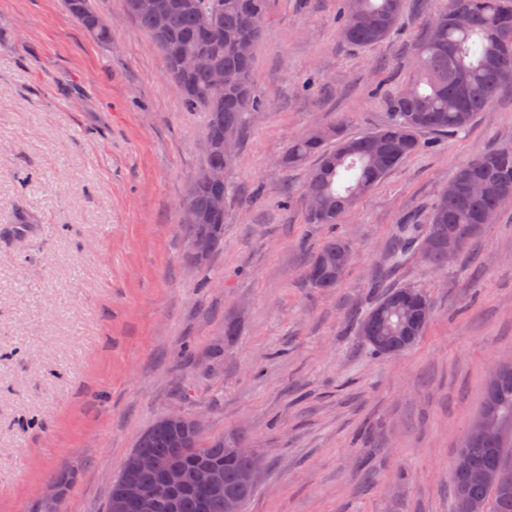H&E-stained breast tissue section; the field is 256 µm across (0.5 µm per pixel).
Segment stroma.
Listing matches in <instances>:
<instances>
[{"mask_svg":"<svg viewBox=\"0 0 512 512\" xmlns=\"http://www.w3.org/2000/svg\"><path fill=\"white\" fill-rule=\"evenodd\" d=\"M440 5L406 0L396 32L358 48L339 0H268L266 107L239 139L224 248L193 268L180 204L203 118L124 0H96L108 47L63 0H0V512H42L51 484L55 512H105L137 436L172 409L261 458L246 512H453L454 452L512 359V204L442 269L415 255L377 276L397 225L425 218L458 166L512 146V85L467 131L421 134L333 227L303 221L313 160L281 161L310 130L385 125ZM332 233L354 259L322 291L303 267ZM403 285L432 319L412 349L373 355L358 321Z\"/></svg>","mask_w":512,"mask_h":512,"instance_id":"35a3bbf8","label":"stroma"}]
</instances>
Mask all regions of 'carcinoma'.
Instances as JSON below:
<instances>
[{"instance_id":"obj_1","label":"carcinoma","mask_w":512,"mask_h":512,"mask_svg":"<svg viewBox=\"0 0 512 512\" xmlns=\"http://www.w3.org/2000/svg\"><path fill=\"white\" fill-rule=\"evenodd\" d=\"M149 2L125 0V7L160 52L164 72L179 87L184 108L202 113V161L231 173L237 155L226 158L218 147L224 130L241 134L248 115L264 108L257 93L254 56L239 55L236 44L242 39L254 44L261 38V18L266 14L267 2L170 0V28L163 38L155 31ZM342 4L340 33L346 42L356 46H371L389 37L405 9V0H342ZM64 5L94 41L104 46L112 41V30L98 13L95 0H64ZM455 7L470 11L467 26L454 23L450 11ZM182 51H193L201 57L199 66L189 73L178 69L177 55ZM414 55L416 68L406 89L389 102L390 122L358 137H346L334 125L317 136L304 135L288 146V153L282 157L284 164L295 165L311 157L316 160L304 197L317 199L320 209L317 213L305 210V223H340L390 170L419 151L420 133L462 132L488 108L499 88L512 82V0H443L430 22L427 37L415 46ZM215 67L224 69L222 94L212 86L211 71ZM474 176L485 183V192L478 196H471L466 190ZM451 181L459 184V194L450 197L442 191L429 211L427 223L398 225L389 253L391 264L400 265L418 254L429 266L444 267L448 264V237L459 239L460 252L477 237L481 225L493 223L498 199L512 194V147L477 153L456 169ZM217 194L224 195L225 203H230V183L194 182L182 201L200 216L199 223L183 227L185 238L209 236L213 254L224 246V214L215 215L211 210L212 198ZM349 251L346 242L329 237L305 267L308 284L324 291L336 287L338 281L330 278V270ZM413 293L416 301L411 307L415 315L403 316L395 335L407 334L418 340L428 325L421 312L431 309V303L419 289H413ZM402 294L401 287L385 292L360 320L359 335H390L389 322L378 317L376 309ZM488 406L496 408L506 428L498 439H466L461 444L469 465L464 477L453 475L456 512H465L467 500L483 502L486 512H512V375L486 387L480 410ZM144 433L146 441L134 448L150 454L154 467L134 473L129 469L130 460H125L112 481L107 512H113L124 478L133 476L151 483L174 462L181 465L187 489L176 512H224V502L196 488L197 461L222 468L226 489L236 487L240 471L262 464L256 455L235 456L228 452L238 441L236 437L200 435L193 438L187 450L171 448L168 428L159 417ZM493 470L504 471L507 478L497 485L490 484L486 476Z\"/></svg>"}]
</instances>
